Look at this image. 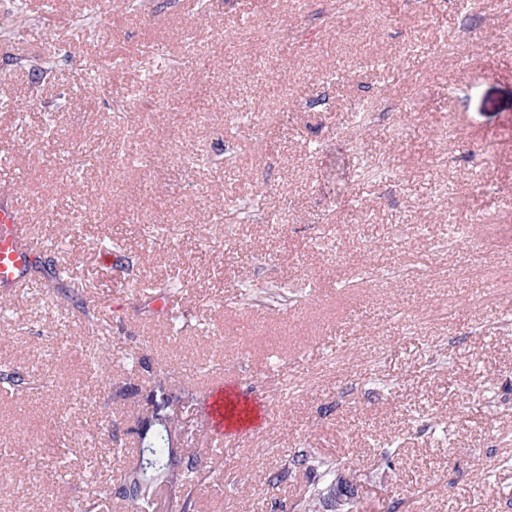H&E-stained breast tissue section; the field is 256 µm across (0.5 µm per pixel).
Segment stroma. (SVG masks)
Returning <instances> with one entry per match:
<instances>
[{"mask_svg":"<svg viewBox=\"0 0 512 512\" xmlns=\"http://www.w3.org/2000/svg\"><path fill=\"white\" fill-rule=\"evenodd\" d=\"M361 2L332 25L328 0H112L90 28L83 0H0V188L43 248L0 288V366L36 378L0 385V448L17 452L0 512H74L83 471L78 494L125 512L111 490L135 400L113 389L149 391L134 354L195 392L189 427L219 380L258 411L220 453L189 441L215 472L198 512L306 494L301 475L268 484L300 448L342 460L357 512H512V0ZM127 143L142 160L98 163ZM377 160L395 176L364 179ZM255 194L261 218L207 220ZM170 278L177 335L149 306ZM88 297L95 327L73 306Z\"/></svg>","mask_w":512,"mask_h":512,"instance_id":"1","label":"stroma"}]
</instances>
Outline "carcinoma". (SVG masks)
<instances>
[{"label": "carcinoma", "instance_id": "cac0c4a2", "mask_svg": "<svg viewBox=\"0 0 512 512\" xmlns=\"http://www.w3.org/2000/svg\"><path fill=\"white\" fill-rule=\"evenodd\" d=\"M253 213V205L244 200H231L224 205V216L232 217L236 223L251 220ZM181 288V284L169 282L157 289L166 298L165 316L175 330L180 328ZM136 365L150 378V391L168 394L169 402L182 408L195 398L192 392L175 386L169 373L153 370L145 359L137 360ZM0 383L18 392L31 389L30 380L17 369L1 370ZM135 422L146 428L145 439L149 444L140 446L138 454L126 458L122 479L112 490V497L123 501L128 512H195V487L209 480L211 472L203 467L200 457L185 452L180 413L172 411L162 422L141 405ZM340 467V462L303 448L291 456L287 466L270 475L268 483L278 486L298 471L314 475L313 487L293 503V509L294 512H320L328 487Z\"/></svg>", "mask_w": 512, "mask_h": 512}]
</instances>
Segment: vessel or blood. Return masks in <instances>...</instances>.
Masks as SVG:
<instances>
[{"label":"vessel or blood","mask_w":512,"mask_h":512,"mask_svg":"<svg viewBox=\"0 0 512 512\" xmlns=\"http://www.w3.org/2000/svg\"><path fill=\"white\" fill-rule=\"evenodd\" d=\"M24 226L19 211L14 207L0 206V286L19 281L25 272L33 267L38 258L35 248L24 243ZM212 418L210 428L214 441H221L224 435V389L214 388L208 395Z\"/></svg>","instance_id":"obj_1"}]
</instances>
